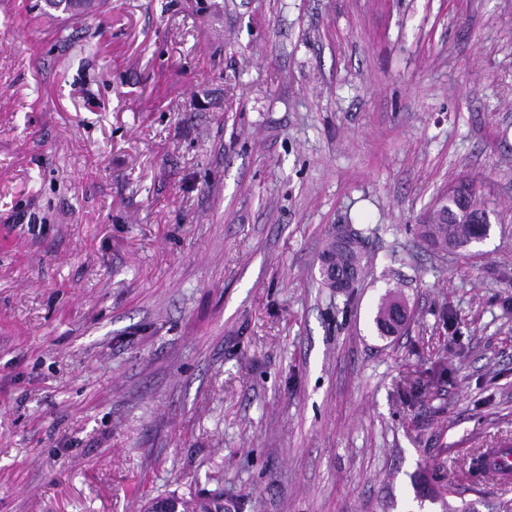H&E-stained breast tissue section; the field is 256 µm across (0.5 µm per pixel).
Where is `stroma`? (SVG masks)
<instances>
[{
    "label": "stroma",
    "instance_id": "35a3bbf8",
    "mask_svg": "<svg viewBox=\"0 0 512 512\" xmlns=\"http://www.w3.org/2000/svg\"><path fill=\"white\" fill-rule=\"evenodd\" d=\"M36 2L0 0V512H512L461 475L512 440V0H112L64 40ZM463 180L493 230L441 251ZM487 211L488 207L477 197L476 189H474L471 209L468 213L460 214L453 202L446 198H440L435 205V209L432 213V224H422V231L424 236H428L429 239L438 246L440 250H447L448 244L455 242L465 244L467 247L473 245L474 239H487L490 233V229L481 224H461L469 223L472 218H481ZM460 220L461 223H455L454 221ZM464 221V222H462ZM484 240V241H485ZM449 248V247H448ZM350 262L356 263L358 269L361 270V272L363 273V270L367 263V260H366L365 252L361 247L356 246L355 253L347 252V251L336 252V264H334V262L331 259L321 260L319 262L318 269H319L320 275L322 277H324V278H320L322 285L325 288H333L332 285L330 284V281L328 279H325V278H329V279L336 281V285L341 291L346 290L348 287L351 288L353 285V283L350 282V279L352 277L351 275L349 278L336 279V268L341 270V269L345 268L348 265V263H350Z\"/></svg>",
    "mask_w": 512,
    "mask_h": 512
}]
</instances>
